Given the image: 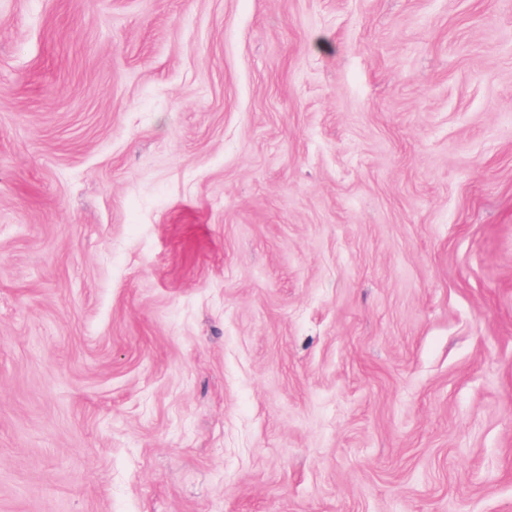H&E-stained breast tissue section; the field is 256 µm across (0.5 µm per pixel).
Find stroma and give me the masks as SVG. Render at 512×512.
<instances>
[{
	"label": "stroma",
	"mask_w": 512,
	"mask_h": 512,
	"mask_svg": "<svg viewBox=\"0 0 512 512\" xmlns=\"http://www.w3.org/2000/svg\"><path fill=\"white\" fill-rule=\"evenodd\" d=\"M0 512H512V0H0Z\"/></svg>",
	"instance_id": "stroma-1"
}]
</instances>
